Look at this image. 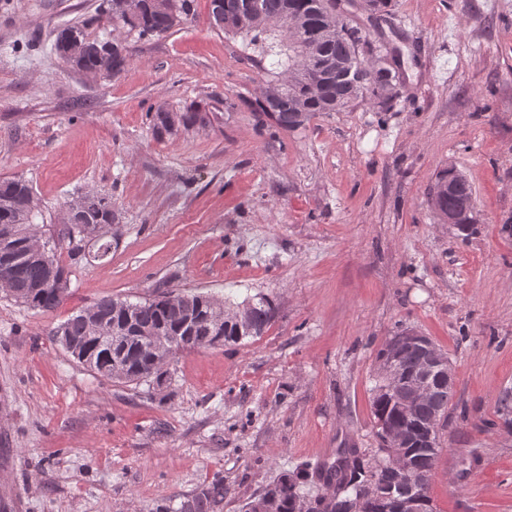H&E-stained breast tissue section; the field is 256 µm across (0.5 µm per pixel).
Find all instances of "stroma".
I'll list each match as a JSON object with an SVG mask.
<instances>
[{
  "label": "stroma",
  "mask_w": 512,
  "mask_h": 512,
  "mask_svg": "<svg viewBox=\"0 0 512 512\" xmlns=\"http://www.w3.org/2000/svg\"><path fill=\"white\" fill-rule=\"evenodd\" d=\"M103 0H0V179L32 189L46 233L68 202L109 196L119 239L89 244L69 293L39 312L0 293V486L24 512H153L224 478V512L343 448L379 446L376 356L414 328L444 350L455 392L429 483L434 512H512V0H393L351 24L400 59L388 105L258 125L269 76L216 28L211 0L152 39ZM78 25L132 58L87 77L53 52ZM207 121L156 137L148 115ZM455 167L476 209L463 232L430 203ZM268 297L264 332L180 352L159 390L99 378L53 329L103 297Z\"/></svg>",
  "instance_id": "obj_1"
}]
</instances>
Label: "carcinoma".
<instances>
[{
    "mask_svg": "<svg viewBox=\"0 0 512 512\" xmlns=\"http://www.w3.org/2000/svg\"><path fill=\"white\" fill-rule=\"evenodd\" d=\"M136 11L129 17H119L114 24L122 25L138 34V38L160 36L180 25L193 10L194 0H134ZM304 11L316 19L336 22V0H221L217 8H211V15L219 23V28L227 34H244L249 37L247 47L260 56L265 70L275 77H288L297 57L296 48L288 45L277 22L288 11ZM345 35L340 38L325 40L320 44L322 54L341 63L334 75L325 84L324 95L318 99L301 97L296 88L288 87V96L297 100V106H288L275 110L263 98L251 104L256 112L258 122L263 119L284 130H295L302 126L296 119L297 108L309 114L316 112H341L359 100L374 98L386 103L390 97L384 95L375 83L359 81L362 68L370 61L360 54L359 45L367 42V33L359 26H347ZM110 45L108 41L89 39L80 34V40L73 52L80 58L81 66L95 75L121 73L130 57L125 47L113 50L108 60H103V51ZM205 120L200 110L191 107L184 112L170 114L159 110L152 115L153 130L156 135L171 134L179 127L188 128ZM473 198V190L465 179H457L456 192L443 198L440 205L455 209ZM7 205L0 206V227L7 224H24L38 227L36 214L30 208L32 187L22 178L0 180V200ZM112 203L100 196L84 204L76 224L66 225L65 238L68 239L69 263L60 261L56 254L57 245L53 238L44 241L54 268H49L44 261L34 259L28 254V246L36 244V237H20L14 240L15 248L8 268L12 271L11 286L0 285V290L9 294L20 304L37 311H52L65 299L70 286L71 267L82 261V243L96 235L110 224ZM249 331H239L237 325L224 320V301L202 292L168 293L154 299L131 302H119L112 298H102L93 305L72 314L58 325L52 336H66L70 340L84 344L86 350L94 351L96 363L90 367L100 377L125 384L138 385L142 382L155 384L151 375L149 362H144L137 371L119 374L113 372L108 360L101 358L102 352L94 350L89 340L92 324L96 321L107 325L131 322L140 333L161 334L163 336L180 331L182 324L191 319L197 322L194 348H207L215 345L216 334L210 323L217 321L224 327L223 341L238 342L246 337L260 335L274 316L272 302L260 295L248 299ZM124 308L115 310L117 304ZM372 412L377 423L400 427L404 417L390 399L374 388ZM388 449L379 448L372 455L360 452L356 448H345L340 452L336 462L324 464L315 469L313 474L323 482L325 493L332 497H348L358 491L364 483L369 482V490L364 493V512H382V496L394 491L407 493L410 487L391 488V477L386 472L384 461ZM437 459L434 453L420 448L411 449V463L414 470L421 474H431ZM308 466H301L293 472L284 471L275 477L264 489L268 501L256 497L246 504V512H301L303 485L309 480ZM154 512H224V477L216 475L212 480L202 484L194 493L184 497L179 506L173 508L165 503L155 507Z\"/></svg>",
    "mask_w": 512,
    "mask_h": 512,
    "instance_id": "carcinoma-1",
    "label": "carcinoma"
}]
</instances>
